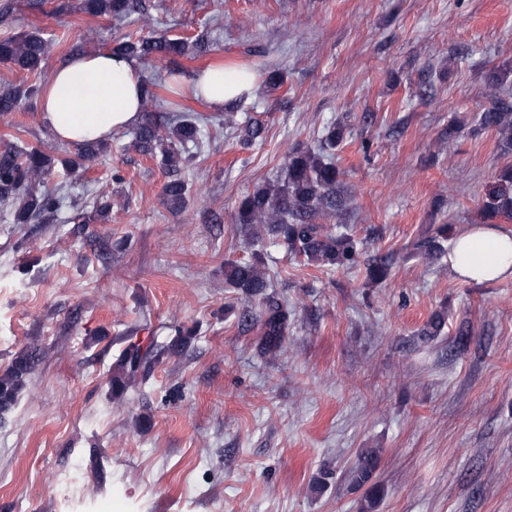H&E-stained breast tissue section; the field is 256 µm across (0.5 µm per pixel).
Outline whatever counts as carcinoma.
I'll list each match as a JSON object with an SVG mask.
<instances>
[{
    "mask_svg": "<svg viewBox=\"0 0 512 512\" xmlns=\"http://www.w3.org/2000/svg\"><path fill=\"white\" fill-rule=\"evenodd\" d=\"M84 10L96 16L128 19L148 14L145 0H84ZM112 52L141 59L183 57L189 42L183 39H130L112 47ZM47 53V42L38 32H27L0 40V62L20 71H41ZM35 84L15 86L0 91V118L21 109L38 95ZM480 128L496 132L499 140L512 147V104L500 101L483 110L477 117ZM342 129L328 127L322 147L315 151L298 148L288 154L281 175L272 182L255 187L244 196L233 217L234 223L255 231L264 230L282 241L294 258L309 263L348 267L357 262L358 241L346 231H337L324 220L337 215L346 204L340 194L341 172L331 161L330 152L342 140ZM201 139L200 120L186 115L174 127L167 117L153 113L137 128L134 146L144 154L161 149L162 161L172 174L163 193L170 207H185L187 187L178 177L180 166L189 160V146H198ZM51 158L38 149L8 147L0 154V207L13 216L16 224H50L64 204V197L43 191L40 184L50 175ZM481 214L486 219L512 220V169L497 176L482 199ZM224 278L231 287L247 298L257 299L261 308L255 321L260 325L259 349L264 353L281 352L288 330V304L268 292L265 273L255 262L224 263ZM447 316L432 315L421 335L430 338L441 333ZM187 344L177 338L166 345L152 343L146 347L131 344L119 355L112 375V391L124 392L138 388L149 378L156 362L167 355L179 353ZM32 357L21 355L0 376V412L7 411L15 401L23 377L31 369ZM380 458V449L361 450L350 472L351 482L365 489L363 512H375L381 489L371 483Z\"/></svg>",
    "mask_w": 512,
    "mask_h": 512,
    "instance_id": "1",
    "label": "carcinoma"
}]
</instances>
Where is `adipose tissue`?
<instances>
[{
  "label": "adipose tissue",
  "instance_id": "adipose-tissue-1",
  "mask_svg": "<svg viewBox=\"0 0 512 512\" xmlns=\"http://www.w3.org/2000/svg\"><path fill=\"white\" fill-rule=\"evenodd\" d=\"M254 82L248 69L221 62L189 79L192 100L213 112L223 111ZM142 85L135 58L110 51L74 55L52 71L42 97V117L59 140L75 145L104 140L138 122ZM448 268L475 282L512 279V229L470 225L455 239Z\"/></svg>",
  "mask_w": 512,
  "mask_h": 512
}]
</instances>
